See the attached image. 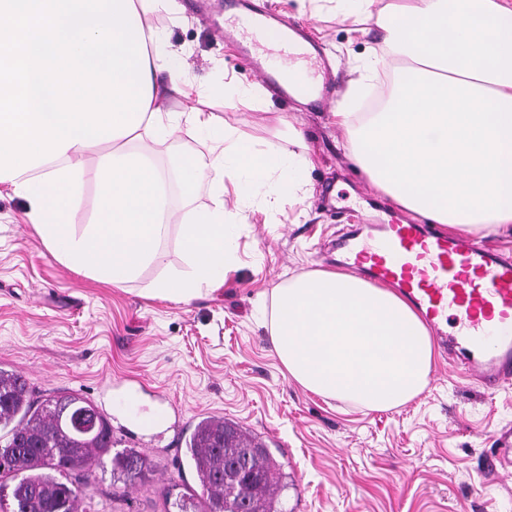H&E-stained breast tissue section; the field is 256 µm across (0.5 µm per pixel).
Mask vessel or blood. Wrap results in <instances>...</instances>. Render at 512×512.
Masks as SVG:
<instances>
[{
    "instance_id": "obj_1",
    "label": "vessel or blood",
    "mask_w": 512,
    "mask_h": 512,
    "mask_svg": "<svg viewBox=\"0 0 512 512\" xmlns=\"http://www.w3.org/2000/svg\"><path fill=\"white\" fill-rule=\"evenodd\" d=\"M265 13L240 15L237 27L260 80L276 83L301 60L317 53L302 46L291 22H283L289 48L275 67L256 55L268 23ZM332 80L320 72L302 90L313 104L329 101ZM350 272L378 284L394 286L434 330L452 327L453 341L482 351L467 375L489 386L512 382V258L489 251L474 241L459 240L423 225L404 221L381 223L378 235H351L337 244Z\"/></svg>"
}]
</instances>
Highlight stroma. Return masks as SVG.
Segmentation results:
<instances>
[{
	"label": "stroma",
	"mask_w": 512,
	"mask_h": 512,
	"mask_svg": "<svg viewBox=\"0 0 512 512\" xmlns=\"http://www.w3.org/2000/svg\"><path fill=\"white\" fill-rule=\"evenodd\" d=\"M184 20L151 22L185 54L184 77L204 111L253 143L273 144L299 168L300 187L281 196H224L235 262L223 288L176 305L147 297L163 267L184 263L170 225L163 263L125 288L100 284L59 263L24 201L0 185V367L21 374L35 401L77 393L112 427V450L148 461L144 478L114 482L109 458L93 460L87 512H165L172 485L198 487L185 441L206 416L257 436L287 475L286 512H512V472H488L491 448L512 428V384L486 390L436 357L412 402L366 410L301 388L279 362L260 319V295L293 276L333 269L329 245L367 215L396 217L348 148L334 112L352 80L382 68L377 27L361 33L343 0H251L303 26L320 44L310 69L335 70L322 108L278 96L219 31L241 14L224 0H181ZM226 86L225 96L213 94ZM301 130L297 146L289 128ZM158 413L148 431L140 416Z\"/></svg>",
	"instance_id": "stroma-1"
}]
</instances>
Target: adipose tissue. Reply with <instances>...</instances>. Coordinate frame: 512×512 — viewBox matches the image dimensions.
I'll use <instances>...</instances> for the list:
<instances>
[{
	"instance_id": "adipose-tissue-1",
	"label": "adipose tissue",
	"mask_w": 512,
	"mask_h": 512,
	"mask_svg": "<svg viewBox=\"0 0 512 512\" xmlns=\"http://www.w3.org/2000/svg\"><path fill=\"white\" fill-rule=\"evenodd\" d=\"M349 0L351 16L375 20L391 51L394 88L374 112L338 107L350 150L393 205L461 236L499 234L512 224V0ZM147 45L152 101L133 134L110 140L96 169L100 206L76 227L85 160L97 144L74 142L65 155L9 183L26 204L52 256L115 288L160 263L164 235L178 222L184 265L150 285V296L187 304L223 286L234 265L224 197L179 218L165 178L142 150L172 115L184 133L206 132L207 154L176 161L178 193L193 199L200 180L219 172L236 193L293 194L294 163L273 146L234 139L222 118L201 111L197 89L179 82L187 68L149 22L161 11L183 17L180 0H134ZM174 101L176 112L162 111ZM274 349L304 389L368 410L404 405L426 388L434 343L418 313L393 290L335 270L308 273L274 288L269 303Z\"/></svg>"
}]
</instances>
